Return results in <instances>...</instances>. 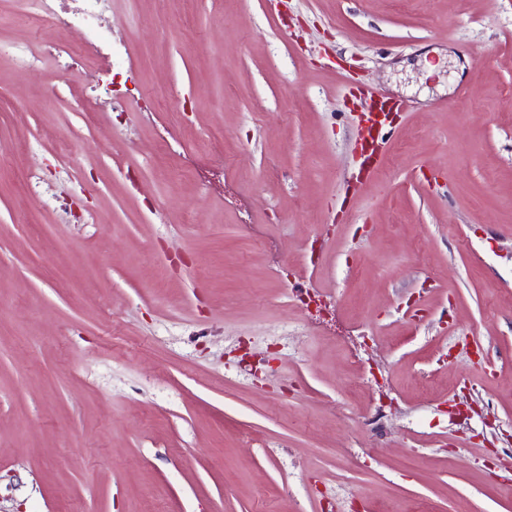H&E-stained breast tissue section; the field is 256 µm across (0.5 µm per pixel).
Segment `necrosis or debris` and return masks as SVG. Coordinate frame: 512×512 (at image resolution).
<instances>
[{
    "mask_svg": "<svg viewBox=\"0 0 512 512\" xmlns=\"http://www.w3.org/2000/svg\"><path fill=\"white\" fill-rule=\"evenodd\" d=\"M27 3L41 46L37 49L27 43L7 46L6 51L16 67L35 68L45 56L68 57L71 65L66 78L84 85L91 105L85 113L86 120L94 119L99 106L113 112L127 111V103L117 98L111 79L104 76L108 51L117 43L113 34L112 0H27ZM72 28L83 31L82 42L72 44L62 39V32Z\"/></svg>",
    "mask_w": 512,
    "mask_h": 512,
    "instance_id": "4bbe7bcc",
    "label": "necrosis or debris"
}]
</instances>
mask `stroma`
Here are the masks:
<instances>
[{
    "mask_svg": "<svg viewBox=\"0 0 512 512\" xmlns=\"http://www.w3.org/2000/svg\"><path fill=\"white\" fill-rule=\"evenodd\" d=\"M112 18L121 124L0 56V512H512V0Z\"/></svg>",
    "mask_w": 512,
    "mask_h": 512,
    "instance_id": "1",
    "label": "stroma"
}]
</instances>
